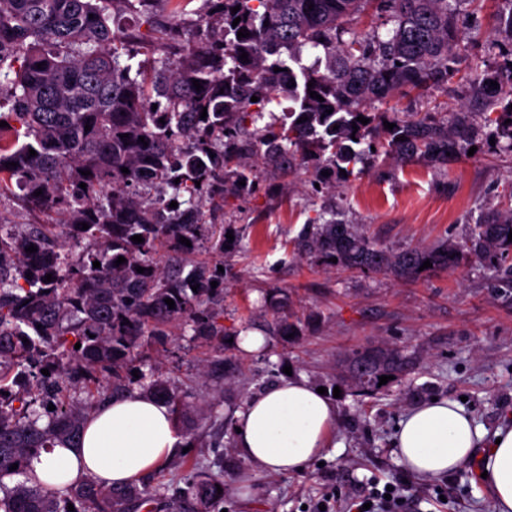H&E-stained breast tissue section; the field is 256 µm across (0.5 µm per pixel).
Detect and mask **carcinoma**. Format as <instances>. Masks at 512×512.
Wrapping results in <instances>:
<instances>
[{
    "mask_svg": "<svg viewBox=\"0 0 512 512\" xmlns=\"http://www.w3.org/2000/svg\"><path fill=\"white\" fill-rule=\"evenodd\" d=\"M154 2L0 0V68L14 61V77L4 74L6 98L0 83V108L10 104L0 111V121L8 123L0 127V200L15 197L30 215L63 216L58 224L17 226L0 211V512H68L70 503L75 512H133L154 505L148 485L112 487L87 479L54 489L37 482L31 459L44 448L79 444L94 408L92 401L57 402L52 389L65 379L88 384L115 375L136 360L143 341L168 335L180 321L223 349L224 274L218 267L228 228L221 217L227 197L244 200L257 191L252 158L282 171L311 163L318 173H351L375 145L369 125L357 121L370 118L365 104L444 86L458 72L463 51L454 23L458 0H204L207 11L190 25L182 0H165L173 4L165 15ZM236 6L240 10L232 11ZM366 6L386 14L391 28L365 38L354 33L336 44L338 30ZM118 13L137 25L112 29ZM241 29L250 36L238 38ZM142 43L161 55L149 64L136 60ZM306 48L324 50L326 71L302 64ZM195 80L203 89L196 90ZM492 81L495 93L512 104V52L485 72L479 87L490 90ZM312 90L324 101L310 97ZM281 93L294 106L278 126H258ZM304 116L308 120L298 122ZM485 121L496 123L497 136L512 147V109ZM395 124L384 131V153L401 163L420 156L446 161L475 133L465 112L450 124L430 112ZM8 162L16 166L5 167ZM173 201L178 207H170ZM511 231L512 213L479 219L468 249L479 257H507ZM134 235L144 242H133ZM31 245L37 251L27 252ZM161 248L169 253L165 265L154 260ZM201 249L215 262L186 269ZM298 249L327 263L335 258L346 270L403 276L418 275L427 260L447 270L456 259L453 247L392 254L356 225L322 212L302 232ZM120 256L126 262L117 266ZM403 365L400 351L386 347L353 353L347 373L360 390L373 392L380 376ZM15 386L40 390L43 412L13 392ZM146 391L177 417L189 409L158 377ZM15 463L18 468L9 470ZM16 475L24 481L4 482ZM219 485L223 479L195 469L168 509L220 512Z\"/></svg>",
    "mask_w": 512,
    "mask_h": 512,
    "instance_id": "1",
    "label": "carcinoma"
}]
</instances>
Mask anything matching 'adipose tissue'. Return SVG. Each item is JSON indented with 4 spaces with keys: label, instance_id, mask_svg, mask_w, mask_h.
<instances>
[{
    "label": "adipose tissue",
    "instance_id": "ef3b65f1",
    "mask_svg": "<svg viewBox=\"0 0 512 512\" xmlns=\"http://www.w3.org/2000/svg\"><path fill=\"white\" fill-rule=\"evenodd\" d=\"M336 409L306 381L275 384L248 398L234 413L236 447L259 471L287 474L324 454ZM484 442L458 403L440 399L412 408L399 422L394 445L405 471L432 480L473 461L487 475L495 512H512V426ZM181 439L168 406L146 392L107 399L92 414L76 448L41 450L32 472L47 487L91 479L129 485L170 460Z\"/></svg>",
    "mask_w": 512,
    "mask_h": 512
}]
</instances>
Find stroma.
Wrapping results in <instances>:
<instances>
[{
    "label": "stroma",
    "instance_id": "obj_1",
    "mask_svg": "<svg viewBox=\"0 0 512 512\" xmlns=\"http://www.w3.org/2000/svg\"><path fill=\"white\" fill-rule=\"evenodd\" d=\"M457 9L467 49L458 73L445 87L398 94L366 109L399 119L431 112L442 121L461 109L471 112L482 131L461 143L458 158L403 165L375 155L351 175L320 184L303 165L263 169L256 195L226 201L224 224L234 240L224 254L229 341L223 352L181 325L144 346L141 362L123 372L126 391L141 390L139 374L153 373L191 407L189 420L177 423L183 452L144 477L160 497L203 467L223 478L226 512H303L328 490L346 503L373 484L403 480L416 497L414 512H492L475 462L439 479L411 478L393 443L403 414L433 397L462 402L484 433L512 421V289L503 285L512 258L493 262L464 251L450 269L405 279L389 271H344L295 247L322 209L359 225L392 253L462 244L478 217L512 209V151L484 122L498 108L472 91L473 78L512 50L495 36L512 0H460ZM284 318L300 329L293 339L274 330ZM247 332L264 337L259 350L241 348ZM387 345L400 347L408 360L401 375L372 394L341 381L349 355ZM287 366L293 378L340 389L336 423L321 463L265 475L235 451L231 416L245 399L284 379Z\"/></svg>",
    "mask_w": 512,
    "mask_h": 512
}]
</instances>
